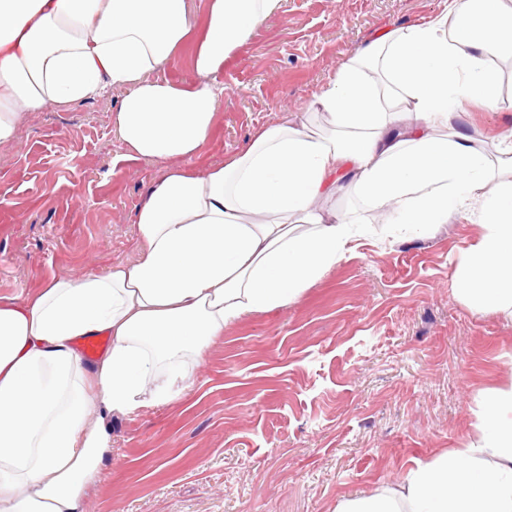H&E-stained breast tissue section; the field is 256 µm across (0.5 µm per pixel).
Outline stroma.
I'll list each match as a JSON object with an SVG mask.
<instances>
[{"label": "stroma", "instance_id": "35a3bbf8", "mask_svg": "<svg viewBox=\"0 0 512 512\" xmlns=\"http://www.w3.org/2000/svg\"><path fill=\"white\" fill-rule=\"evenodd\" d=\"M442 8L281 0L225 62L193 168L230 160L264 127L330 130L311 107L318 89L380 32ZM123 94L29 113L0 144V298L137 257L133 217L162 167L128 159L112 123ZM452 124L492 157L512 138V108L467 102ZM318 208L363 225L345 258L288 306L226 325L174 400L113 417L112 461L85 512H335L457 447L478 402L512 382V317L474 308L452 281L483 232L475 219L412 237L342 192Z\"/></svg>", "mask_w": 512, "mask_h": 512}]
</instances>
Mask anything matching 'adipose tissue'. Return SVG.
I'll return each mask as SVG.
<instances>
[{"instance_id": "ef3b65f1", "label": "adipose tissue", "mask_w": 512, "mask_h": 512, "mask_svg": "<svg viewBox=\"0 0 512 512\" xmlns=\"http://www.w3.org/2000/svg\"><path fill=\"white\" fill-rule=\"evenodd\" d=\"M279 4L204 0L197 31L187 0H0V143L28 113L121 87V140L163 166L135 216L134 263L0 300V512H84L112 456L105 417L169 399L227 323L288 305L345 257L358 225L317 211L336 190L413 235L473 217L484 232L454 272L458 290L512 313V143L493 164L448 126L465 101L504 108L488 57L512 61V8L448 0L428 22L383 31L316 95L329 134L273 126L196 172L224 62ZM187 45L196 82L158 79ZM89 336L111 344L86 362L75 343ZM474 427V440L336 512H512V385L487 396Z\"/></svg>"}]
</instances>
